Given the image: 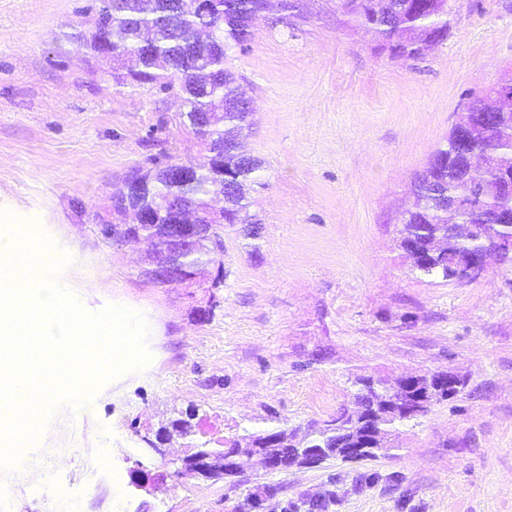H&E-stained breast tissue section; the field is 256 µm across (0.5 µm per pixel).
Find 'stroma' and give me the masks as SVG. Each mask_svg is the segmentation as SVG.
<instances>
[{
    "label": "stroma",
    "instance_id": "stroma-1",
    "mask_svg": "<svg viewBox=\"0 0 512 512\" xmlns=\"http://www.w3.org/2000/svg\"><path fill=\"white\" fill-rule=\"evenodd\" d=\"M94 0H0V212L47 234L66 262L56 280L85 310L122 305L148 325V363L61 405L37 447L0 468V512H249L272 485L318 496L357 466L273 471L239 457L236 476L178 472L189 444L334 418L356 408L358 375L454 371L452 401L392 431L374 466L399 473L344 495L337 512H512V264L471 282L413 273L396 245L411 179L459 112L512 65V0H458L447 41L416 60L377 55L336 0L271 4L226 65L252 101L244 151L263 163L249 193L256 235L224 233V280L148 279L152 247L100 233L112 185L151 157L200 160L181 102L116 87L71 40ZM195 413L166 457L142 438Z\"/></svg>",
    "mask_w": 512,
    "mask_h": 512
}]
</instances>
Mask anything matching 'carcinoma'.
<instances>
[{
	"instance_id": "1",
	"label": "carcinoma",
	"mask_w": 512,
	"mask_h": 512,
	"mask_svg": "<svg viewBox=\"0 0 512 512\" xmlns=\"http://www.w3.org/2000/svg\"><path fill=\"white\" fill-rule=\"evenodd\" d=\"M88 32L75 36L79 52L111 62L112 80L118 85L149 88L176 95L185 111L180 124L206 152L205 161L187 181H175L164 173L163 163L149 159L151 166L138 167L113 185L104 237L115 242L153 237V225L187 223L213 225L212 237L200 243L185 258L191 274L217 266L212 286L224 278V227L256 224L249 214L247 191L259 183L262 162L247 158L226 146L253 116L250 100L239 91L236 77L225 67L227 50L242 47L253 37L255 19L268 0H98ZM346 23L365 29L374 37V51L389 58H415L426 48L448 40L455 0H337ZM484 113L491 123L477 130L469 144L470 156L485 165L470 172L472 164L453 156L449 138L437 148L423 170L415 175L412 208L402 212L398 248L411 260L412 272L425 277L458 281L453 257L459 252H483L497 237L511 236L512 223L497 224L481 235L470 231L478 215L512 217V69L482 96L464 108ZM489 188L473 197L472 184ZM170 198L187 199L188 209L175 214L165 207ZM459 206L451 208L448 201ZM386 386L372 376L354 379L355 398L376 417L378 445L387 447L391 429L407 421L394 411L391 399L408 391L402 385ZM420 388L436 391V401L456 398L465 381L458 378L456 390H437L436 380L422 375ZM362 415L311 424L303 431L266 430L227 442L244 454L257 448H321V460L344 459L340 447L357 445ZM397 483L396 474L375 469L357 472L351 487ZM340 502L336 490L317 498L287 502L282 512H330Z\"/></svg>"
}]
</instances>
